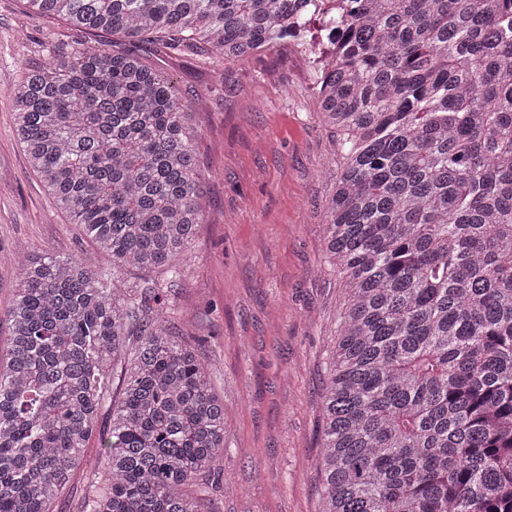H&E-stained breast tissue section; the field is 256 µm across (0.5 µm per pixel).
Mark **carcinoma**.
Returning a JSON list of instances; mask_svg holds the SVG:
<instances>
[{
    "instance_id": "obj_1",
    "label": "carcinoma",
    "mask_w": 512,
    "mask_h": 512,
    "mask_svg": "<svg viewBox=\"0 0 512 512\" xmlns=\"http://www.w3.org/2000/svg\"><path fill=\"white\" fill-rule=\"evenodd\" d=\"M22 2L131 48L54 49L14 91L34 171L109 264L16 246L0 512H55L81 467V512H204L186 488L224 457V402L166 320L204 223L198 132L133 47L232 63L287 38L344 159L323 512H512V0Z\"/></svg>"
}]
</instances>
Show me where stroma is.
Here are the masks:
<instances>
[{"label": "stroma", "instance_id": "35a3bbf8", "mask_svg": "<svg viewBox=\"0 0 512 512\" xmlns=\"http://www.w3.org/2000/svg\"><path fill=\"white\" fill-rule=\"evenodd\" d=\"M76 38L64 22L0 0V356L16 245L105 262L55 212L13 125V90L47 63L46 41ZM145 58L196 104L206 221L167 318L198 343L224 401V489L205 508L322 512V396L345 291L324 244L342 158L318 116L313 55L288 40L222 66L158 47Z\"/></svg>", "mask_w": 512, "mask_h": 512}]
</instances>
